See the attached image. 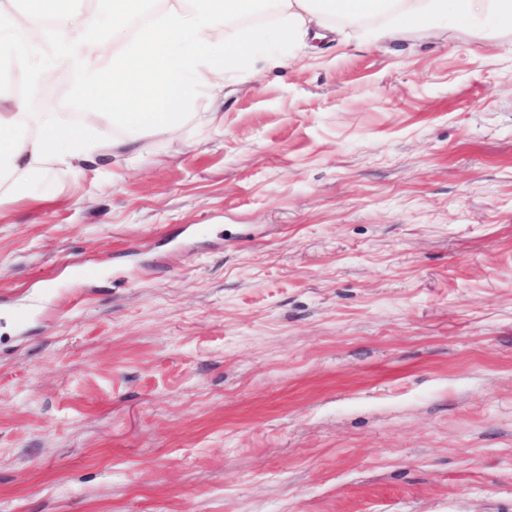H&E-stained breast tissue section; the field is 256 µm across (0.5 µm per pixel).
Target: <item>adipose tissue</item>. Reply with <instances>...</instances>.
<instances>
[{"mask_svg":"<svg viewBox=\"0 0 512 512\" xmlns=\"http://www.w3.org/2000/svg\"><path fill=\"white\" fill-rule=\"evenodd\" d=\"M112 18L102 35L98 18L79 19L69 0H27L23 13L0 17V61L51 77L38 43L19 31L49 23L55 52L73 72L71 95L82 106L110 112L122 136L112 152L133 155L152 135L174 134L190 103L223 85L227 74L270 46L293 48L324 40L335 25L389 17L405 29L433 27L448 12L475 21L512 20V0H169L162 12L145 0H103ZM263 18L252 30L244 21ZM103 145L87 121L62 112L0 109V205L26 194L47 172L82 173Z\"/></svg>","mask_w":512,"mask_h":512,"instance_id":"obj_1","label":"adipose tissue"}]
</instances>
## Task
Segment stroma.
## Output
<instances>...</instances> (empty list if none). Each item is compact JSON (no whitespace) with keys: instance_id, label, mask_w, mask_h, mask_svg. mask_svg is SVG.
<instances>
[{"instance_id":"stroma-1","label":"stroma","mask_w":512,"mask_h":512,"mask_svg":"<svg viewBox=\"0 0 512 512\" xmlns=\"http://www.w3.org/2000/svg\"><path fill=\"white\" fill-rule=\"evenodd\" d=\"M379 27L0 206V512H512V28Z\"/></svg>"}]
</instances>
